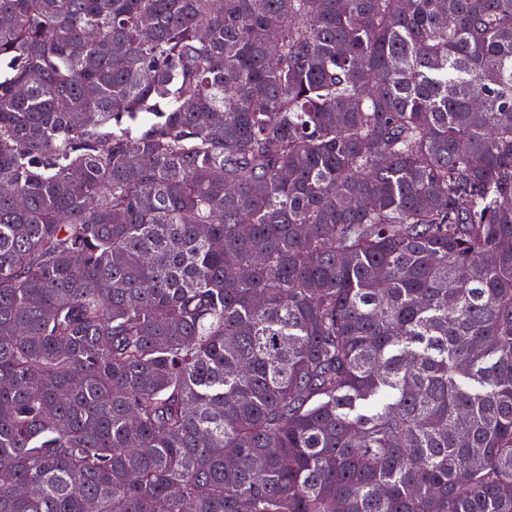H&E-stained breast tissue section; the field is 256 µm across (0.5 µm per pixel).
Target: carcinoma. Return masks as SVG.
Instances as JSON below:
<instances>
[{"mask_svg": "<svg viewBox=\"0 0 512 512\" xmlns=\"http://www.w3.org/2000/svg\"><path fill=\"white\" fill-rule=\"evenodd\" d=\"M161 502L512 512V0H0V512Z\"/></svg>", "mask_w": 512, "mask_h": 512, "instance_id": "carcinoma-1", "label": "carcinoma"}]
</instances>
